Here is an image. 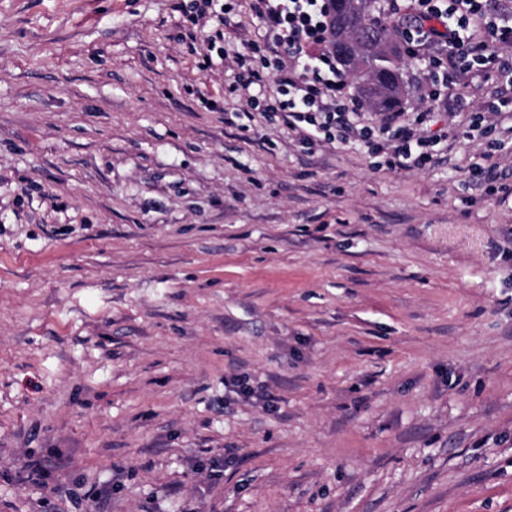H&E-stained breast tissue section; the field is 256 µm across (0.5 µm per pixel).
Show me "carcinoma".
<instances>
[{
    "label": "carcinoma",
    "instance_id": "cac0c4a2",
    "mask_svg": "<svg viewBox=\"0 0 512 512\" xmlns=\"http://www.w3.org/2000/svg\"><path fill=\"white\" fill-rule=\"evenodd\" d=\"M369 2L336 0L332 10L336 56L346 70L364 78L359 95L368 105L377 112H390L401 103L404 47L391 39Z\"/></svg>",
    "mask_w": 512,
    "mask_h": 512
}]
</instances>
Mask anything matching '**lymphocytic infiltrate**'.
Here are the masks:
<instances>
[{"label": "lymphocytic infiltrate", "instance_id": "1", "mask_svg": "<svg viewBox=\"0 0 512 512\" xmlns=\"http://www.w3.org/2000/svg\"><path fill=\"white\" fill-rule=\"evenodd\" d=\"M252 8L265 40L236 57L238 74L228 91L270 85L271 94L249 97L248 105L278 117L301 143L361 141L381 156L382 167L427 169L448 139L447 132L429 129L433 103L477 71L493 84L495 104L477 108L459 96L450 108L469 112L470 132L486 139L489 149L500 148V118L512 108V9L499 0H381L407 55L433 51L435 71L413 116L392 112L373 126L357 122L365 106L350 95L348 75L336 58L327 0H252Z\"/></svg>", "mask_w": 512, "mask_h": 512}]
</instances>
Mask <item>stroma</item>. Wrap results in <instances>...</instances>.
Here are the masks:
<instances>
[{"instance_id": "stroma-1", "label": "stroma", "mask_w": 512, "mask_h": 512, "mask_svg": "<svg viewBox=\"0 0 512 512\" xmlns=\"http://www.w3.org/2000/svg\"><path fill=\"white\" fill-rule=\"evenodd\" d=\"M194 2L0 0V512H512V140L303 148Z\"/></svg>"}]
</instances>
